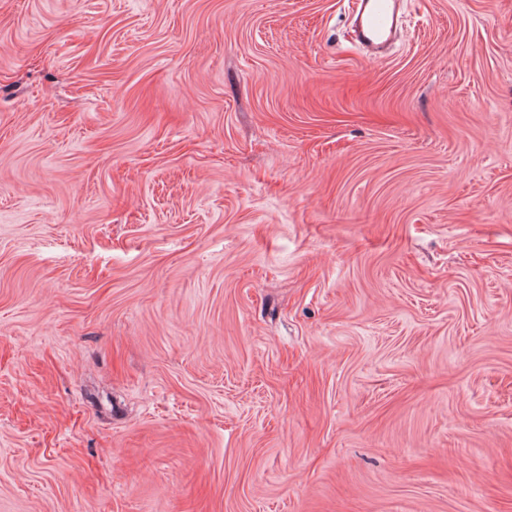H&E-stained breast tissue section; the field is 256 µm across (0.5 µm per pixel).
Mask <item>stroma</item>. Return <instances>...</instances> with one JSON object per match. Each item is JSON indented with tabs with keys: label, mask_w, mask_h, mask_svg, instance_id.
I'll list each match as a JSON object with an SVG mask.
<instances>
[{
	"label": "stroma",
	"mask_w": 512,
	"mask_h": 512,
	"mask_svg": "<svg viewBox=\"0 0 512 512\" xmlns=\"http://www.w3.org/2000/svg\"><path fill=\"white\" fill-rule=\"evenodd\" d=\"M0 0V512H512V0ZM359 20L361 36L372 46L388 43L401 22L397 0H354L350 2Z\"/></svg>",
	"instance_id": "stroma-1"
}]
</instances>
